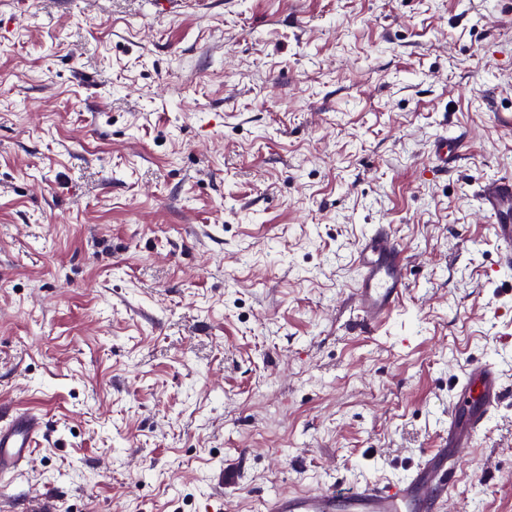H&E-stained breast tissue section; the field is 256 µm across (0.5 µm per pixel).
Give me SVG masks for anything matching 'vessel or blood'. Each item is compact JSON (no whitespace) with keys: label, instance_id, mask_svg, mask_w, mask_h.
<instances>
[{"label":"vessel or blood","instance_id":"1","mask_svg":"<svg viewBox=\"0 0 512 512\" xmlns=\"http://www.w3.org/2000/svg\"><path fill=\"white\" fill-rule=\"evenodd\" d=\"M460 141L440 139L435 166L445 169L460 153ZM481 205L501 242L498 263L512 266V176L482 182ZM359 276L351 300L356 317L376 325L397 310L409 285L410 268L389 225L379 224L365 236L355 256ZM503 384L496 362H473L448 405V436L440 449L424 456L406 477L383 484L344 490L326 487L281 492L270 497L265 512H445L447 492L455 479V451L469 446L502 403ZM44 419L31 412H0V477L17 473L32 456Z\"/></svg>","mask_w":512,"mask_h":512}]
</instances>
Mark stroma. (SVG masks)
<instances>
[{"label":"stroma","instance_id":"obj_1","mask_svg":"<svg viewBox=\"0 0 512 512\" xmlns=\"http://www.w3.org/2000/svg\"><path fill=\"white\" fill-rule=\"evenodd\" d=\"M509 173L512 0H0V404L46 422L7 512L399 479L477 359L504 400L448 505L512 512V267L477 194ZM375 224L412 274L370 332ZM460 140L440 139L434 149L435 167L438 170L448 169V164L453 162L457 154L462 153Z\"/></svg>","mask_w":512,"mask_h":512}]
</instances>
